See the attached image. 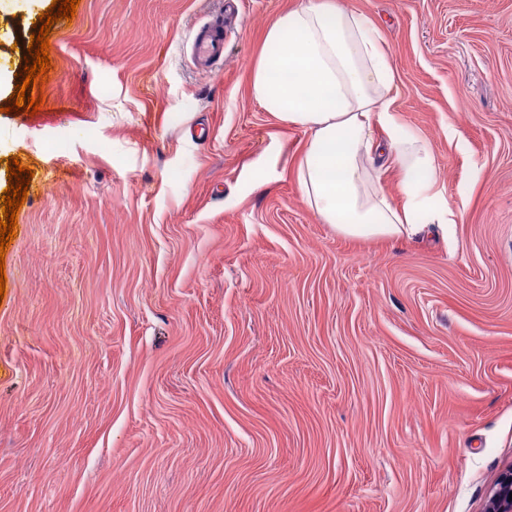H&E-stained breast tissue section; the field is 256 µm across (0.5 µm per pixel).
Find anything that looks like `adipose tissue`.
I'll return each mask as SVG.
<instances>
[{"instance_id": "ef3b65f1", "label": "adipose tissue", "mask_w": 512, "mask_h": 512, "mask_svg": "<svg viewBox=\"0 0 512 512\" xmlns=\"http://www.w3.org/2000/svg\"><path fill=\"white\" fill-rule=\"evenodd\" d=\"M250 95L306 134L295 174L304 200L323 223L356 240L419 233V214L448 223L432 191L428 144L396 124V73L376 27L338 0H301L265 33ZM402 172V205L376 173Z\"/></svg>"}]
</instances>
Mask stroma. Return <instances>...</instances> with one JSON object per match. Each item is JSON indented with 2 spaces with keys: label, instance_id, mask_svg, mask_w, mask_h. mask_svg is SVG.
Masks as SVG:
<instances>
[{
  "label": "stroma",
  "instance_id": "stroma-1",
  "mask_svg": "<svg viewBox=\"0 0 512 512\" xmlns=\"http://www.w3.org/2000/svg\"><path fill=\"white\" fill-rule=\"evenodd\" d=\"M298 0H80L50 32L0 299V512H482L512 461V0H340L452 213L322 223L254 100ZM224 22L207 70L196 29ZM33 24L0 20L20 84Z\"/></svg>",
  "mask_w": 512,
  "mask_h": 512
}]
</instances>
